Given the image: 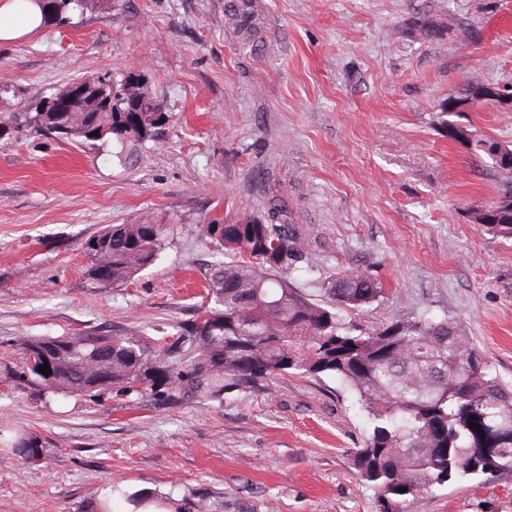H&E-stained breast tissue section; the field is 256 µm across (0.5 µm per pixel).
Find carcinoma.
Instances as JSON below:
<instances>
[{
	"mask_svg": "<svg viewBox=\"0 0 512 512\" xmlns=\"http://www.w3.org/2000/svg\"><path fill=\"white\" fill-rule=\"evenodd\" d=\"M88 2L56 0L48 18L65 22ZM224 19L241 45L261 42L262 0H225ZM89 86L99 97L114 95L110 105L88 112L80 99L58 114L45 98L0 119V127L24 125L83 142L108 135L142 141L166 119L143 93L128 104L98 79ZM87 128L98 135L82 136ZM494 144L480 136L466 146L473 156L492 161L503 194L512 195V168L498 162ZM472 219L485 231L512 238L506 199ZM169 232V225L147 219L100 229L84 242L90 283L105 288L128 282L155 263ZM208 232L217 249L250 258L212 268L208 297L214 306L201 307L176 334L158 342L137 331L30 337L19 352L20 378L46 393L95 397L113 390L168 395L176 389L218 396L226 380L249 383L292 369L334 377L355 394L370 422L352 456L359 478L374 489L378 512H412L416 501L456 476L512 472V386L492 373L459 320L412 315L353 333L340 312L372 303L382 288L358 269H346L330 283L325 305L290 287L279 272L296 260L305 237L288 224L275 199L259 220L210 224ZM41 365L52 373L43 375ZM0 445L28 464L45 459L44 442L31 432L0 434Z\"/></svg>",
	"mask_w": 512,
	"mask_h": 512,
	"instance_id": "cac0c4a2",
	"label": "carcinoma"
}]
</instances>
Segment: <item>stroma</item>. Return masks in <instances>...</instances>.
Masks as SVG:
<instances>
[{
	"label": "stroma",
	"instance_id": "1",
	"mask_svg": "<svg viewBox=\"0 0 512 512\" xmlns=\"http://www.w3.org/2000/svg\"><path fill=\"white\" fill-rule=\"evenodd\" d=\"M262 47L224 27V0H94L66 24L0 44V113L77 76L134 74L167 119L153 137L90 143L31 130L0 140V430L46 443L0 462V512H113L144 495L223 500L224 512H376L351 450L370 429L354 395L297 371L221 397L52 394L14 375L30 336L158 340L203 306L223 261L212 221L262 217L278 192L306 234L283 277L322 302L358 267L382 296L344 314L359 329L453 316L512 382V239L471 216L501 194L490 159L449 141L441 110L470 82L512 88V0H264ZM444 18L427 38L416 19ZM512 142V111L454 114ZM170 225L158 260L93 287L86 238L144 216ZM414 512H512V473L458 478Z\"/></svg>",
	"mask_w": 512,
	"mask_h": 512
}]
</instances>
